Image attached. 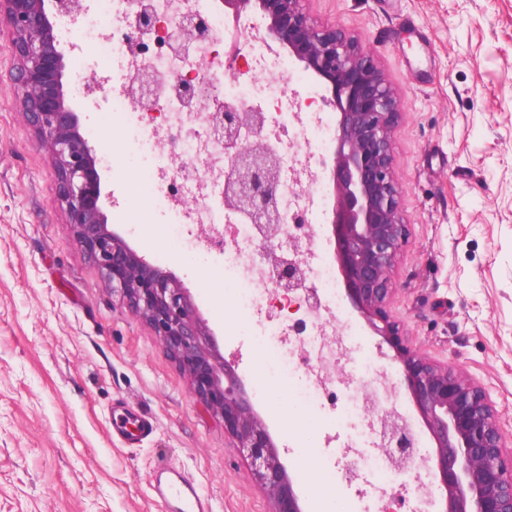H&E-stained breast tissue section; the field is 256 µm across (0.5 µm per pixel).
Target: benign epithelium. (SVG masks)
<instances>
[{
  "mask_svg": "<svg viewBox=\"0 0 512 512\" xmlns=\"http://www.w3.org/2000/svg\"><path fill=\"white\" fill-rule=\"evenodd\" d=\"M85 2L0 0V28L9 30L7 48L17 61L20 111L39 144L53 154L57 202L65 206L68 223L112 288L189 373L196 397L221 416L224 431L248 462L272 512H304L296 481L243 379L210 347L214 338L202 328L189 291L108 228L110 194L70 101L67 58L54 25L57 18L81 15ZM214 2L215 10L236 25L248 17L259 21L268 42L319 80L325 90L323 104L338 111L334 150L321 167L331 187L326 236L333 245L343 299L394 350L393 361L401 366L413 406L436 448L428 459L418 456L411 422L396 410L385 412L379 418L381 445L403 480L382 495L401 505L406 479L416 477L425 465L441 490L442 512H512V439L503 436L485 387L465 371L411 349L390 313L394 269L409 234L392 157V132L402 104L374 54L343 28L313 21L304 8L306 0ZM129 4L126 43L132 51L145 33L160 27L167 45L184 60L209 38L203 20L192 13L164 26L153 0ZM179 87L183 104L209 113L212 132L224 142L225 204L259 225L254 250L272 260L267 285L289 293L305 287L308 267L298 245L292 247L293 257L279 255L285 216L263 113L230 106L218 97L204 102L192 85L181 82ZM124 92L146 110L160 109L165 102L150 70L124 86Z\"/></svg>",
  "mask_w": 512,
  "mask_h": 512,
  "instance_id": "obj_1",
  "label": "benign epithelium"
}]
</instances>
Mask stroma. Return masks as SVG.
I'll return each mask as SVG.
<instances>
[{
  "mask_svg": "<svg viewBox=\"0 0 512 512\" xmlns=\"http://www.w3.org/2000/svg\"><path fill=\"white\" fill-rule=\"evenodd\" d=\"M324 25L357 35L396 90L402 116L393 156L409 236L391 302L406 343L463 369L489 392L512 436V0H307ZM77 19H57L71 73L109 82ZM0 32V512H177L157 497L153 474L167 465L188 477L212 512H271L272 505L188 374L152 328L113 292L56 201L54 161L19 110L16 62ZM70 95L98 156L111 229L189 288L220 355L235 361L270 428L281 461L306 504L324 512L353 503L379 512L367 477L346 480L339 439L292 411L286 392L262 389V352L242 327L260 309L234 308L224 288V254L197 263L169 250V213L135 195L119 135L136 113L103 122L112 97ZM336 325L356 335L338 364L345 398L363 396L372 368L399 367L356 314ZM127 407L153 421L133 443L114 434L112 412Z\"/></svg>",
  "mask_w": 512,
  "mask_h": 512,
  "instance_id": "1",
  "label": "stroma"
}]
</instances>
